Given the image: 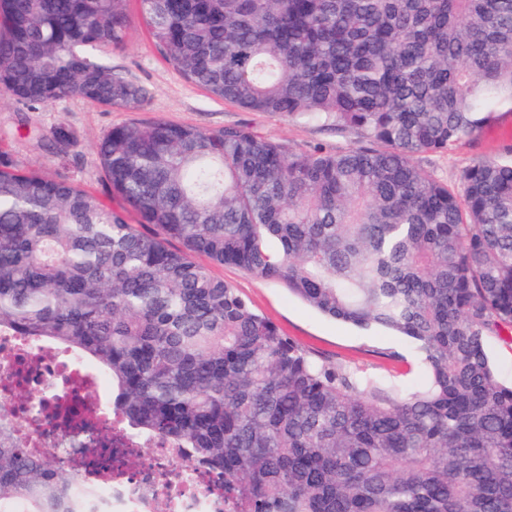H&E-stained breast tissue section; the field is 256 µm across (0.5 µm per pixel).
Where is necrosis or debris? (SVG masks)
I'll return each instance as SVG.
<instances>
[{
    "mask_svg": "<svg viewBox=\"0 0 512 512\" xmlns=\"http://www.w3.org/2000/svg\"><path fill=\"white\" fill-rule=\"evenodd\" d=\"M15 368L14 386L30 401L71 408L82 415L95 413L96 403L82 394L104 387L98 372L80 370L69 359L46 361L31 352L18 356ZM123 440L112 453V483L101 494L104 512H153L158 498L168 502L169 512H230L222 476L172 445L128 433Z\"/></svg>",
    "mask_w": 512,
    "mask_h": 512,
    "instance_id": "necrosis-or-debris-1",
    "label": "necrosis or debris"
}]
</instances>
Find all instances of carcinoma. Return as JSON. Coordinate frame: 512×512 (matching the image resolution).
Instances as JSON below:
<instances>
[{
  "instance_id": "cac0c4a2",
  "label": "carcinoma",
  "mask_w": 512,
  "mask_h": 512,
  "mask_svg": "<svg viewBox=\"0 0 512 512\" xmlns=\"http://www.w3.org/2000/svg\"><path fill=\"white\" fill-rule=\"evenodd\" d=\"M126 2L0 0V95L141 110L148 90L102 54L126 42ZM140 14L189 83L362 144L296 154L244 125L114 127L99 162L149 232L1 156L0 336L107 375L101 413L224 474L235 512H512V385L487 354L512 326V153L456 187L418 161L512 111V0H140ZM197 256L408 339L424 383L313 356ZM26 401L0 398V512H96L111 475L87 484L31 446L12 422Z\"/></svg>"
}]
</instances>
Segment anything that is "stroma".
<instances>
[{
	"label": "stroma",
	"mask_w": 512,
	"mask_h": 512,
	"mask_svg": "<svg viewBox=\"0 0 512 512\" xmlns=\"http://www.w3.org/2000/svg\"><path fill=\"white\" fill-rule=\"evenodd\" d=\"M130 29L123 48L106 50L113 69L146 86L150 98L141 112L71 98L35 112H23L0 98V153L8 154L22 168L69 178L99 194H106L104 174L96 144L113 127L133 120L161 118L203 130L242 124L258 135L288 143L297 152L320 146L344 151L356 145L349 133H336L288 119L278 114L248 112L235 104L212 99L204 90L188 83L167 63L149 39L140 19L138 0H129ZM52 136L68 131L70 151L56 155L30 137L31 131ZM512 148V111L502 107L492 121L444 154L424 157V165L449 185H456L461 171L474 161L503 155ZM210 272L237 289L259 313L307 350L351 367L387 376L395 375L408 387L418 386L422 369L412 345L403 337L383 331H362L326 317L281 283L260 280L229 265L213 264Z\"/></svg>",
	"instance_id": "1"
}]
</instances>
